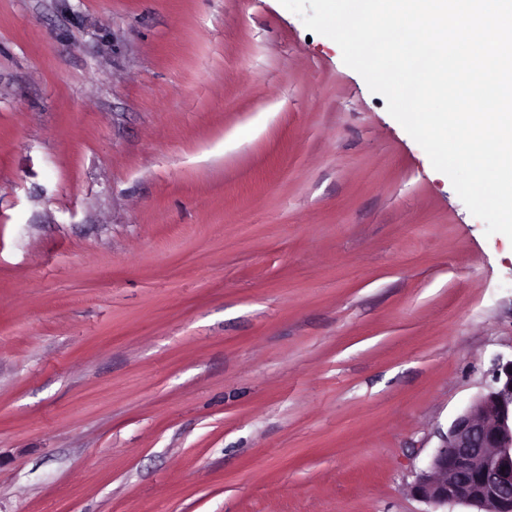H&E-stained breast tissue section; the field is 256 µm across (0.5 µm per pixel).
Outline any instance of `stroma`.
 <instances>
[{
  "instance_id": "35a3bbf8",
  "label": "stroma",
  "mask_w": 512,
  "mask_h": 512,
  "mask_svg": "<svg viewBox=\"0 0 512 512\" xmlns=\"http://www.w3.org/2000/svg\"><path fill=\"white\" fill-rule=\"evenodd\" d=\"M512 240L280 0H0V512H427Z\"/></svg>"
}]
</instances>
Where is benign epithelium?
<instances>
[{
    "mask_svg": "<svg viewBox=\"0 0 512 512\" xmlns=\"http://www.w3.org/2000/svg\"><path fill=\"white\" fill-rule=\"evenodd\" d=\"M412 493L437 509L512 512V359H499L491 382L459 415Z\"/></svg>",
    "mask_w": 512,
    "mask_h": 512,
    "instance_id": "benign-epithelium-1",
    "label": "benign epithelium"
}]
</instances>
